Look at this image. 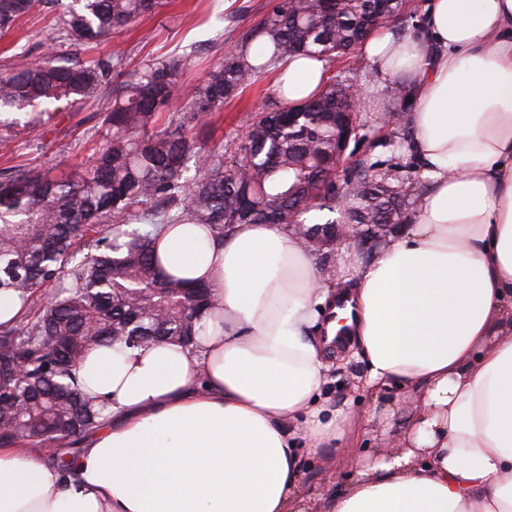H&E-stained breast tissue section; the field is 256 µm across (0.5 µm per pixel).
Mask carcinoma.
Returning a JSON list of instances; mask_svg holds the SVG:
<instances>
[{
	"label": "carcinoma",
	"instance_id": "carcinoma-1",
	"mask_svg": "<svg viewBox=\"0 0 512 512\" xmlns=\"http://www.w3.org/2000/svg\"><path fill=\"white\" fill-rule=\"evenodd\" d=\"M406 0H267L262 17L239 36L186 97L179 61L124 73L121 55L71 62L57 51L100 45L155 14L163 0H71L54 14L48 53L20 52L0 70V150L15 153L19 115L45 106L110 97L103 144L82 173L55 179L31 169L0 172V291L17 295L23 317L0 323V445L65 443L54 462L69 468L97 410L78 387L77 370L98 346L196 343L215 284L190 288L163 277L151 250L160 224H206L224 237L235 224H298L309 211L340 218L305 226L359 224L378 238L406 224L422 196L416 167L362 156L336 171V113L347 81L328 80L295 107L254 105L244 137L227 153H207L187 132L209 126L224 102L243 94L297 55L328 63L351 54L377 29L404 16ZM36 0H0V37ZM183 100L167 126L159 114ZM50 288L46 298L39 292Z\"/></svg>",
	"mask_w": 512,
	"mask_h": 512
}]
</instances>
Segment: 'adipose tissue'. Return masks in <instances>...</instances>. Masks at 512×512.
Returning <instances> with one entry per match:
<instances>
[{"mask_svg":"<svg viewBox=\"0 0 512 512\" xmlns=\"http://www.w3.org/2000/svg\"><path fill=\"white\" fill-rule=\"evenodd\" d=\"M363 51L411 82V223L368 260L341 249L332 286L284 225H161L163 272L217 285L195 344L91 351L97 427L65 473L0 447V512H304L303 452L349 448L355 426L320 398L313 335L336 333L342 294L371 389L419 400L395 453L352 457L330 512H512V0H430L423 28ZM326 78L325 61H290L289 105Z\"/></svg>","mask_w":512,"mask_h":512,"instance_id":"obj_1","label":"adipose tissue"}]
</instances>
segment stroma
<instances>
[{
  "label": "stroma",
  "mask_w": 512,
  "mask_h": 512,
  "mask_svg": "<svg viewBox=\"0 0 512 512\" xmlns=\"http://www.w3.org/2000/svg\"><path fill=\"white\" fill-rule=\"evenodd\" d=\"M265 0H164L157 14L137 21L130 31L116 35L99 46L104 55L121 53L130 66H141L152 58H178V79L184 88L199 84L208 64L220 58L240 33L255 24L263 12ZM52 14L35 6L23 17L18 28L0 37V66L6 62V51H24L41 56L51 29ZM337 79L357 80L369 92V108L383 111L391 103L386 95L389 83L362 54L354 52L345 63L332 67ZM278 100L272 79L246 90L226 103L211 125L197 139L205 150L223 151L225 145L241 136L252 116L255 102ZM106 106L94 100L60 112L55 126L46 129L38 121V110L25 115V125L17 138L13 156L0 155V169L22 164L54 177L73 175L81 170L104 131ZM333 363L323 389L331 406H346L353 418L367 419L365 434L357 436L355 451L373 454L395 447V429L414 414L415 391L397 387L379 396H371L366 381L365 362L354 348H343L333 354ZM304 490L315 502V512H328V499L354 472L346 455L335 449H323L317 456L304 457Z\"/></svg>",
  "instance_id": "1"
}]
</instances>
